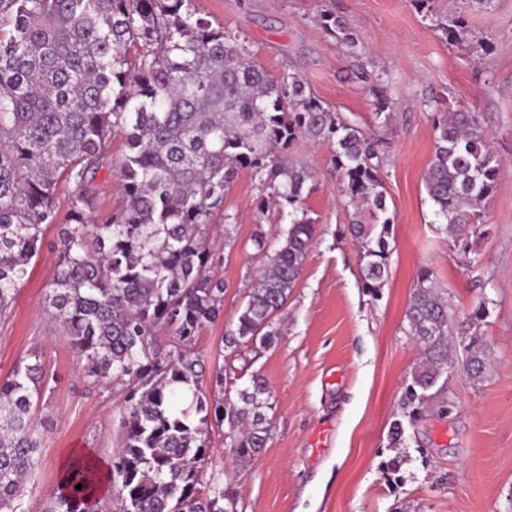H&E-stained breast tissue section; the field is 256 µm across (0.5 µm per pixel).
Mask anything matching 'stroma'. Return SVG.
I'll return each instance as SVG.
<instances>
[{
    "label": "stroma",
    "mask_w": 512,
    "mask_h": 512,
    "mask_svg": "<svg viewBox=\"0 0 512 512\" xmlns=\"http://www.w3.org/2000/svg\"><path fill=\"white\" fill-rule=\"evenodd\" d=\"M196 8L234 35L273 76L294 73L324 104L360 128L374 126L375 90L393 105L381 179L394 218L388 278L378 296L361 286L359 250L346 231L353 214L331 170L333 147L300 142L294 153L317 175L306 204L317 233L282 314L286 334L275 347L247 346L226 366L261 374L273 392L268 440L248 462H236L213 429L206 476L239 491L241 512H512V0H195ZM343 16L359 38L357 58L329 36L316 16ZM466 20L461 45L448 44L436 21ZM371 74L348 78L353 63ZM456 108L481 112L504 165L483 212L488 233L470 253L435 230L423 174L433 155V115ZM259 180L242 170L224 196L228 230L219 239L215 272L224 306L206 325L196 350L207 366L238 316L260 267L250 239L277 233L272 213L257 208ZM59 229L44 233L4 326L0 379L33 349L56 383L35 424L41 461L24 498L43 512L57 496L68 455L94 457L108 469L118 442L124 391L95 386L67 338L44 312L45 286L58 258ZM431 267L448 297L452 326L479 303L489 313L474 334L491 352V368L473 383L456 362L448 376V413L429 415L409 432V461L400 485L384 469L388 432L420 357L406 333L409 295L419 268Z\"/></svg>",
    "instance_id": "stroma-1"
}]
</instances>
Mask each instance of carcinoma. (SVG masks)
Segmentation results:
<instances>
[{
  "label": "carcinoma",
  "mask_w": 512,
  "mask_h": 512,
  "mask_svg": "<svg viewBox=\"0 0 512 512\" xmlns=\"http://www.w3.org/2000/svg\"><path fill=\"white\" fill-rule=\"evenodd\" d=\"M317 21L356 52L358 37L342 16L326 11ZM464 27L450 16L441 29L458 44ZM374 108L385 126L390 99L377 96ZM433 126L424 186L442 220L437 231L459 246L483 224L477 207L494 193L502 159L479 112H436ZM118 132L125 151L114 159ZM303 140L334 146L332 169L355 215L349 231L360 248L362 287L374 296L388 275L393 224L376 134L323 104L299 76L270 75L193 0H0V318L25 284L46 228L59 221L63 184L70 203L45 311L93 383L126 388L106 476L86 459L74 461L43 512H84L102 479L111 492L105 512H239L233 489L200 490L211 431L224 427V446L239 460L259 455L272 394L253 373L241 387L232 378L235 394L224 397L222 367L207 388L195 347L224 306L207 230L242 168L259 180L258 208L272 200L288 217L275 237H253L263 267L219 354L276 346L284 336L278 320L317 232L305 205L315 173L293 157ZM105 168L117 171L125 200L98 221L92 184ZM406 319L422 357L390 425L391 475L407 460V429L430 403L448 412L439 381L456 347L475 381L490 357L475 336L452 339L447 299L427 266L416 275ZM52 391L38 349L0 380V512H26L24 485L35 478L42 443L34 419Z\"/></svg>",
  "instance_id": "1"
}]
</instances>
